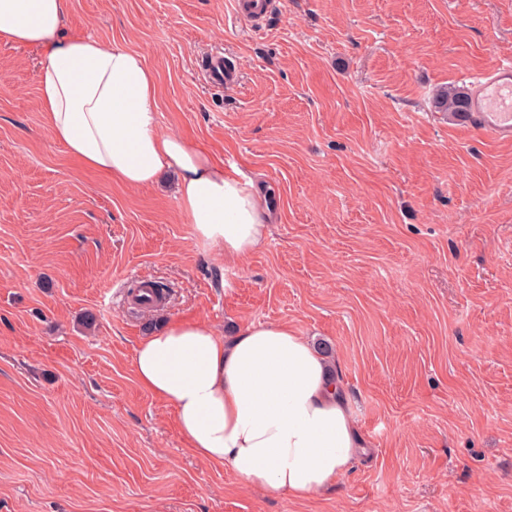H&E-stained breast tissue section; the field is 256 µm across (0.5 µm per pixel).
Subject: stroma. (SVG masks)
<instances>
[{
	"instance_id": "stroma-1",
	"label": "stroma",
	"mask_w": 512,
	"mask_h": 512,
	"mask_svg": "<svg viewBox=\"0 0 512 512\" xmlns=\"http://www.w3.org/2000/svg\"><path fill=\"white\" fill-rule=\"evenodd\" d=\"M64 32L140 53L160 130L263 187L272 234L224 265L176 174L82 167L40 52L0 44V512H512V140L433 103L512 58V0H273L255 29L232 0H68ZM143 280L163 304H129ZM174 317L327 344L368 444L347 477L293 500L191 454L132 370Z\"/></svg>"
}]
</instances>
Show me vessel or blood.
Wrapping results in <instances>:
<instances>
[{"mask_svg": "<svg viewBox=\"0 0 512 512\" xmlns=\"http://www.w3.org/2000/svg\"><path fill=\"white\" fill-rule=\"evenodd\" d=\"M269 10L267 0H233L236 18L261 26ZM468 111L449 115L450 123L464 125L493 139H512V61L495 63L473 77Z\"/></svg>", "mask_w": 512, "mask_h": 512, "instance_id": "obj_1", "label": "vessel or blood"}]
</instances>
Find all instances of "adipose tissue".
I'll list each match as a JSON object with an SVG mask.
<instances>
[{"mask_svg":"<svg viewBox=\"0 0 512 512\" xmlns=\"http://www.w3.org/2000/svg\"><path fill=\"white\" fill-rule=\"evenodd\" d=\"M67 0H0V44L37 48L39 99L55 142L84 166L132 188L167 171L200 246L241 260L270 225L253 184L157 123L154 74L140 53L90 37L61 38ZM138 384L171 403L191 453L258 490L308 499L339 483L366 448L333 365L285 322L224 337L170 319L138 344Z\"/></svg>","mask_w":512,"mask_h":512,"instance_id":"1","label":"adipose tissue"}]
</instances>
